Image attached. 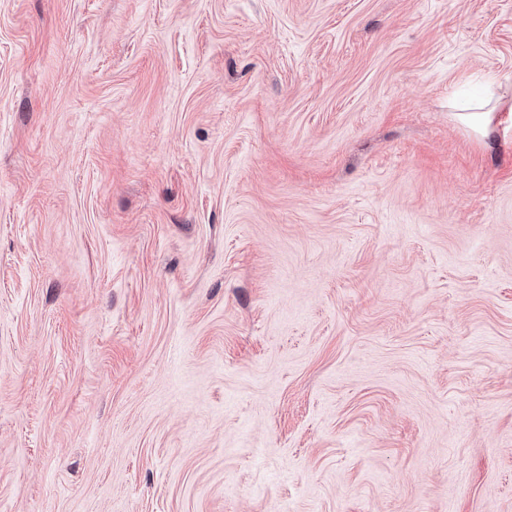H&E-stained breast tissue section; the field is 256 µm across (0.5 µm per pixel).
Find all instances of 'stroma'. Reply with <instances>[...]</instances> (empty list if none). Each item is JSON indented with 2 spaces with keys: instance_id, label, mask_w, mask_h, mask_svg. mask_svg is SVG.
<instances>
[{
  "instance_id": "stroma-1",
  "label": "stroma",
  "mask_w": 512,
  "mask_h": 512,
  "mask_svg": "<svg viewBox=\"0 0 512 512\" xmlns=\"http://www.w3.org/2000/svg\"><path fill=\"white\" fill-rule=\"evenodd\" d=\"M512 0H0V512H512ZM488 104H493L492 108L487 111H484L483 108ZM502 110L512 112L511 97H509L508 99L499 97L494 102L487 101L481 107L480 111L468 113L466 117L464 115L458 116L459 119L463 121L467 126L472 128L478 134L484 136L490 131V128L496 116V112H501Z\"/></svg>"
}]
</instances>
